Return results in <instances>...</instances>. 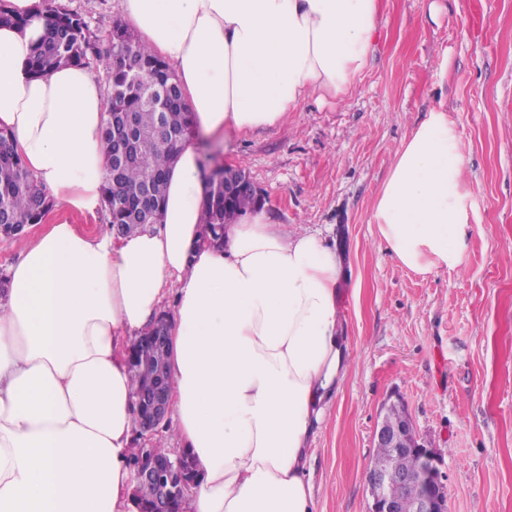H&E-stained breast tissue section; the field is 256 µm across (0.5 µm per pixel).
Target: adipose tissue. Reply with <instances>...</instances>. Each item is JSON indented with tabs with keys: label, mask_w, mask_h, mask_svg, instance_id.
<instances>
[{
	"label": "adipose tissue",
	"mask_w": 512,
	"mask_h": 512,
	"mask_svg": "<svg viewBox=\"0 0 512 512\" xmlns=\"http://www.w3.org/2000/svg\"><path fill=\"white\" fill-rule=\"evenodd\" d=\"M0 25V130L57 203L101 206L107 94L90 67L30 69L41 0ZM174 64L198 131L282 124L307 97L344 99L374 50L378 0H121ZM455 122L428 112L395 154L371 223L419 273L460 265L475 204ZM194 143L172 164L163 221L113 238L51 225L0 289V512H137L132 344L169 318L175 439L198 463L188 512H314L309 440L350 366L342 259L265 209L210 245Z\"/></svg>",
	"instance_id": "1"
}]
</instances>
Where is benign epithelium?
<instances>
[{
	"mask_svg": "<svg viewBox=\"0 0 512 512\" xmlns=\"http://www.w3.org/2000/svg\"><path fill=\"white\" fill-rule=\"evenodd\" d=\"M257 188L249 173L228 167L224 187ZM151 346L165 353L168 329L159 324L147 336ZM140 412L136 432L144 447L135 449L134 494H148L149 512H173L176 502L186 504L195 489L199 471L181 453L159 455L149 448L153 436L165 425L169 415L170 390L164 365L156 367L152 382L136 395ZM373 447L383 461L366 474L370 498L368 512H448V485L440 469L436 451L418 433L401 400L381 410L373 432ZM418 461L417 468L410 460Z\"/></svg>",
	"mask_w": 512,
	"mask_h": 512,
	"instance_id": "obj_1",
	"label": "benign epithelium"
}]
</instances>
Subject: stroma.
Listing matches in <instances>:
<instances>
[{
  "label": "stroma",
  "mask_w": 512,
  "mask_h": 512,
  "mask_svg": "<svg viewBox=\"0 0 512 512\" xmlns=\"http://www.w3.org/2000/svg\"><path fill=\"white\" fill-rule=\"evenodd\" d=\"M106 47L121 0H57ZM380 0L375 52L350 95L310 96L281 125L198 136L211 165L265 191L273 223L344 253L339 310L352 364L310 439L315 512H367L366 472L385 403L402 400L443 458L448 512H512V0ZM455 121L477 224L461 265L405 268L370 222L397 150L427 112ZM108 232L103 210L54 207L45 224ZM45 224L0 236L6 277Z\"/></svg>",
  "instance_id": "obj_1"
}]
</instances>
